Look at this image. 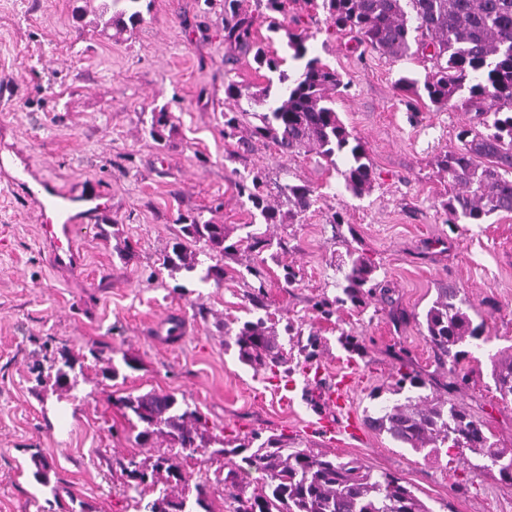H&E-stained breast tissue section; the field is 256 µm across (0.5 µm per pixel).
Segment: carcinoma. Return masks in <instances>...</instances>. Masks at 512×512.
I'll return each mask as SVG.
<instances>
[{"mask_svg":"<svg viewBox=\"0 0 512 512\" xmlns=\"http://www.w3.org/2000/svg\"><path fill=\"white\" fill-rule=\"evenodd\" d=\"M238 0H223L224 43L231 47L255 49L254 61L271 72L284 59L268 53L252 41V20L237 17ZM328 28L357 32L364 43L390 57L421 56L430 63L424 80L401 75L399 90L426 97L436 107H445L460 93L468 91L462 106L475 113L486 133L464 128L461 145L436 156L437 173L447 178L449 190L440 207L450 224H483L493 214L512 213V0H321ZM97 26L101 32L115 27H135L143 20L141 0H124V8L112 12L111 0H102ZM292 58L304 62L302 71L291 79L280 74L281 87L251 92L229 82L224 86V138L237 134L239 116L253 114L260 120L254 134L270 139L287 153L315 148L326 163L336 169L345 189L355 196L368 192L374 171L366 149L339 119L335 94L343 86L336 70L317 57L309 58L307 37L285 30ZM171 116L161 108L151 112L150 136L161 140ZM266 177L255 168L237 184L238 194L259 211L267 224L281 223L277 208L268 203ZM288 218L310 210L321 198L308 184H289ZM183 240L173 243L162 258L170 271H194L202 267L200 281L218 283L228 271L224 257L246 249L256 251L261 240L248 237L228 242L224 225L202 216L180 217ZM200 242L191 251L187 242ZM211 264L205 266L199 256ZM377 267L360 254L349 253L348 271L342 287L344 297L320 300L315 310L324 318L333 305L360 306L380 282ZM469 301L456 288L441 289L424 317L423 337L442 361L458 362L465 351L458 349L469 339L481 336L468 313ZM239 359L248 365L279 363L281 350L275 332L261 318L245 321L235 332ZM492 377L501 400L512 402V355L492 360ZM132 426L139 428L136 440L145 445L163 438L188 452L208 459L224 457L227 468L224 495L232 512H432L403 481L391 472H376L354 459L315 453L280 438L268 437L257 447L241 443L224 448V440L206 436L207 425L197 408L169 393L148 392L118 399ZM370 426L389 435L407 448L468 449L482 458L473 465L479 472L498 469L512 482V456L497 447L467 411L448 400L420 396L415 404L385 406L369 417ZM221 444L219 448L211 443ZM241 457L242 464L234 461ZM33 477L50 482V466L40 454L32 456ZM137 485L164 473L180 492H165L145 506V512H213L211 487L194 484V505L187 507V479L175 456H160L151 467L131 458L126 467Z\"/></svg>","mask_w":512,"mask_h":512,"instance_id":"1","label":"carcinoma"}]
</instances>
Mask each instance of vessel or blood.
Segmentation results:
<instances>
[{
	"label": "vessel or blood",
	"mask_w": 512,
	"mask_h": 512,
	"mask_svg": "<svg viewBox=\"0 0 512 512\" xmlns=\"http://www.w3.org/2000/svg\"><path fill=\"white\" fill-rule=\"evenodd\" d=\"M0 168L8 170L11 184L21 188L38 207L44 219L41 234L49 241L57 264L62 265L73 259L79 223H99L110 213V203L94 184L80 185L75 191L62 189L48 180L35 177L26 166L17 164L14 159L3 156H0ZM344 390L345 384L340 381L324 393L327 405L344 416L340 424L336 423L334 416L321 419V426L332 437L344 433L352 435L360 429L357 419L345 414Z\"/></svg>",
	"instance_id": "b4317fda"
}]
</instances>
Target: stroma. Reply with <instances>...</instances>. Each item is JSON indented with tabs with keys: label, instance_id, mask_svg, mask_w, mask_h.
Segmentation results:
<instances>
[{
	"label": "stroma",
	"instance_id": "stroma-1",
	"mask_svg": "<svg viewBox=\"0 0 512 512\" xmlns=\"http://www.w3.org/2000/svg\"><path fill=\"white\" fill-rule=\"evenodd\" d=\"M74 5L0 0V154L65 188L94 182L112 204L109 223L80 225L76 261L60 268L41 238L37 207L0 173V512H137L140 495L124 464L171 446L139 444L118 400L149 391L196 406L210 436L280 435L395 473L433 512H512V483L475 471L478 454L416 452L365 424L415 395L397 382L417 375L427 393L461 405L512 451V404L496 392L489 362L512 352V213L447 223L440 202L448 184L434 160L458 146L470 116L457 104L438 108L402 95L397 78H423V60L391 58L327 32L317 0H291L278 31L258 0H240L258 45L284 56L286 30L303 33L310 55L345 82L336 110L375 173L371 190L357 197L315 153L287 155L252 137V116L241 117L238 140H225V84L255 91L270 73L225 44L219 10L205 11L203 0H152L139 25L104 35L78 28ZM156 107L174 126L160 143L148 134ZM257 166L280 211L289 184H310L321 203L266 225L236 190ZM336 211L343 224L332 223ZM196 213L224 225L229 241L257 227L269 244L225 259L232 274L219 284L162 268L181 234L179 215ZM349 250L376 265L386 289L322 318L313 304L341 295L337 266ZM252 266L263 279L249 274ZM288 266L297 274L290 286ZM260 284L261 310L250 301ZM448 286L484 328L455 365L440 364L422 336L426 310ZM400 309L407 318L397 323ZM260 317L279 334L285 371L238 357L235 330ZM63 348L75 364L61 389L50 368ZM112 364L120 375L105 378ZM314 375L324 387L352 378L358 437L333 440L317 430L326 404L306 383ZM288 379L296 388L285 406L278 388ZM35 453L52 466L50 485L32 476Z\"/></svg>",
	"mask_w": 512,
	"mask_h": 512
}]
</instances>
